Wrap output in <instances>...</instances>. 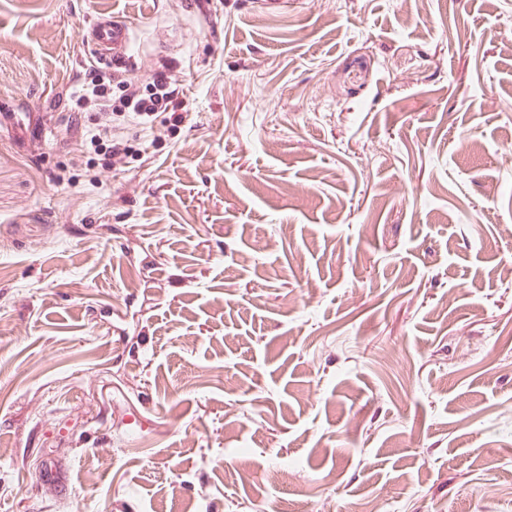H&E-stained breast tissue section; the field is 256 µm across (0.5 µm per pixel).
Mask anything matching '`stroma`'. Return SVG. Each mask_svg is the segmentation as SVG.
Here are the masks:
<instances>
[{
	"instance_id": "1",
	"label": "stroma",
	"mask_w": 512,
	"mask_h": 512,
	"mask_svg": "<svg viewBox=\"0 0 512 512\" xmlns=\"http://www.w3.org/2000/svg\"><path fill=\"white\" fill-rule=\"evenodd\" d=\"M2 102L0 512H512V0H0ZM131 39L130 23L116 16H99L82 31L92 64L124 66L129 61ZM170 76L157 73L153 83L145 92L140 93L131 80H125L120 94L116 96L112 90V72L106 73L93 70L89 73L82 89L72 94L70 111L84 112H114L113 114H133L150 118L156 112H169V120L173 125L182 123L187 117L189 102L180 93ZM43 112H0V126H14L23 135L24 131H27L26 125L33 128L39 124ZM86 137H89L90 143L94 145L95 151L103 155L105 165L112 168V157L127 155L132 147L123 140L112 139V131L104 129L93 133L91 129L86 130ZM98 154V155H99Z\"/></svg>"
}]
</instances>
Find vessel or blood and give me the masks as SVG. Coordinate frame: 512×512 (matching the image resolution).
Listing matches in <instances>:
<instances>
[{
	"instance_id": "b4317fda",
	"label": "vessel or blood",
	"mask_w": 512,
	"mask_h": 512,
	"mask_svg": "<svg viewBox=\"0 0 512 512\" xmlns=\"http://www.w3.org/2000/svg\"><path fill=\"white\" fill-rule=\"evenodd\" d=\"M131 39L130 23L115 16H99L82 32V40L89 49V62L113 67L128 62Z\"/></svg>"
}]
</instances>
